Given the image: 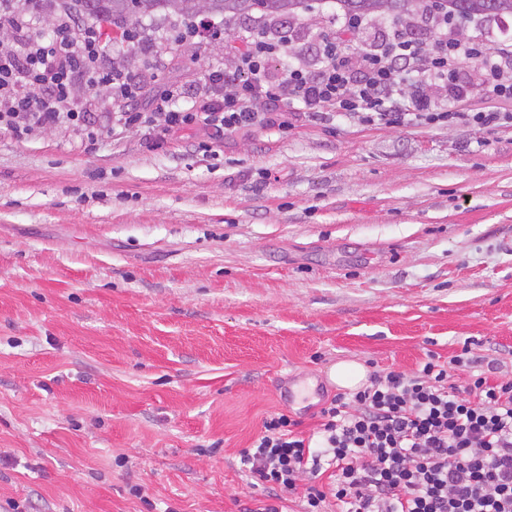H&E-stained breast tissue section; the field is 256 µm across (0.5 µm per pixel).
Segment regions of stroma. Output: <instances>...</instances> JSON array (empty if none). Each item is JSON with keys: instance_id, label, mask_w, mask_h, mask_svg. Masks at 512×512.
Returning a JSON list of instances; mask_svg holds the SVG:
<instances>
[{"instance_id": "35a3bbf8", "label": "stroma", "mask_w": 512, "mask_h": 512, "mask_svg": "<svg viewBox=\"0 0 512 512\" xmlns=\"http://www.w3.org/2000/svg\"><path fill=\"white\" fill-rule=\"evenodd\" d=\"M344 18L313 0L267 78L319 69ZM214 21L227 33L199 43L144 16L106 60L193 93L230 37L280 24ZM76 95L94 146L64 124L0 131V506L239 512L240 450L273 412L312 432L338 361L409 372L471 338L512 376V120L338 115L156 144L113 134L105 89Z\"/></svg>"}]
</instances>
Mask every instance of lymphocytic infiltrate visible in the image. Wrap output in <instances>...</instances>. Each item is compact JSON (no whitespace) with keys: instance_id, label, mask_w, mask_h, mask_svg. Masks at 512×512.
<instances>
[{"instance_id":"f902f5d3","label":"lymphocytic infiltrate","mask_w":512,"mask_h":512,"mask_svg":"<svg viewBox=\"0 0 512 512\" xmlns=\"http://www.w3.org/2000/svg\"><path fill=\"white\" fill-rule=\"evenodd\" d=\"M28 13L0 6V27L19 45H0V129L22 139L37 128L69 123L96 142L99 129L76 101L75 83L109 90L117 105L112 125L141 127L162 141L196 125L213 137L255 126L288 129L285 102L323 119L357 114L370 124L474 121L498 125L504 113L437 112L426 90L446 88L461 98L457 66L480 63L492 93L512 99V48L496 51L476 41L414 33L394 34L374 53L354 54L351 34L360 20L345 19L323 37V66L314 73L289 69L284 81L265 76L268 59L285 40L256 31L228 47L229 66L209 72L187 105L178 85L144 96L143 86L118 65L103 67L99 27L59 17L50 36L31 32ZM415 90L403 94L406 76ZM468 369L456 383L459 369ZM305 434L302 420L277 412L266 417L251 446L239 453L250 504L242 512H283L297 497L301 512H512V378L497 362L473 352L442 359L427 351L415 371L381 369L361 387L334 395Z\"/></svg>"}]
</instances>
